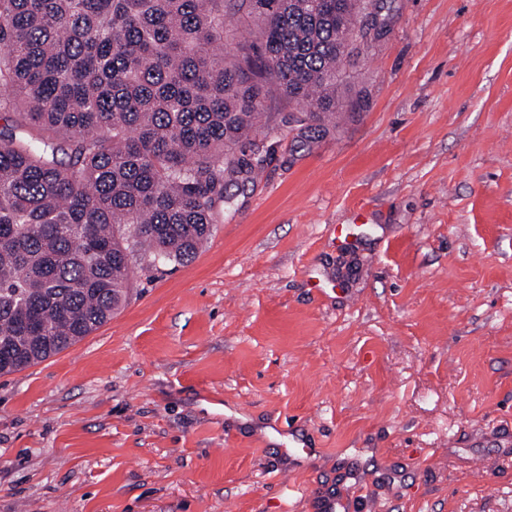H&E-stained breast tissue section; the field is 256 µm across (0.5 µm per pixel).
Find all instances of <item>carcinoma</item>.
I'll use <instances>...</instances> for the list:
<instances>
[{
	"label": "carcinoma",
	"mask_w": 512,
	"mask_h": 512,
	"mask_svg": "<svg viewBox=\"0 0 512 512\" xmlns=\"http://www.w3.org/2000/svg\"><path fill=\"white\" fill-rule=\"evenodd\" d=\"M368 3L0 0V375L111 319L131 253L195 257L263 172L260 83L302 107L299 142L329 132Z\"/></svg>",
	"instance_id": "1"
}]
</instances>
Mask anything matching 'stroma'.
<instances>
[{"mask_svg":"<svg viewBox=\"0 0 512 512\" xmlns=\"http://www.w3.org/2000/svg\"><path fill=\"white\" fill-rule=\"evenodd\" d=\"M383 5L343 123L269 91L196 257L0 376V512H512V0Z\"/></svg>","mask_w":512,"mask_h":512,"instance_id":"35a3bbf8","label":"stroma"}]
</instances>
